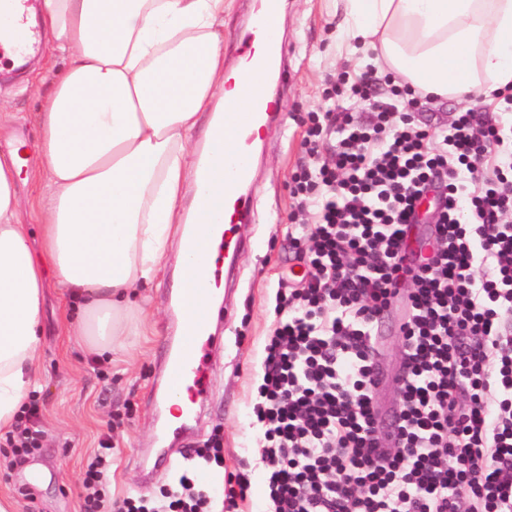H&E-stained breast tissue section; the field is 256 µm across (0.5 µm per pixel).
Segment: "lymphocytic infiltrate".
I'll use <instances>...</instances> for the list:
<instances>
[{
  "label": "lymphocytic infiltrate",
  "mask_w": 512,
  "mask_h": 512,
  "mask_svg": "<svg viewBox=\"0 0 512 512\" xmlns=\"http://www.w3.org/2000/svg\"><path fill=\"white\" fill-rule=\"evenodd\" d=\"M325 100L292 187L288 237L307 271L276 292L254 406L272 512H512V126L471 109L446 128L413 125L426 95L377 93L369 70ZM432 190L412 257L408 226ZM401 298L393 430L378 416L372 329ZM43 437L33 399L6 440L27 457ZM111 468L107 439L83 472V512H213L191 468L160 505L108 496Z\"/></svg>",
  "instance_id": "f902f5d3"
}]
</instances>
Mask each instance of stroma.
<instances>
[{
  "label": "stroma",
  "instance_id": "1",
  "mask_svg": "<svg viewBox=\"0 0 512 512\" xmlns=\"http://www.w3.org/2000/svg\"><path fill=\"white\" fill-rule=\"evenodd\" d=\"M332 12L331 0H284L288 73L279 87L283 121L268 128L257 149L252 191L258 221L246 229L254 245L240 258L241 279L231 299L232 318L215 324L209 401L179 441L186 452L211 437L221 438L224 466L214 470L215 482L207 487L214 502L224 498L225 473L252 469V494L238 502L233 512H269L271 507L266 474L257 465L260 433L251 421L262 382L260 363L274 320L273 287L280 281L293 284L305 270L303 260L288 247L286 232L294 210L290 184L308 160L303 140L310 114L324 109V89L330 82L350 83L356 77L355 61L340 57L336 50ZM60 63L57 52L46 45L35 67L8 75L0 72V92L18 115L16 122L0 128L1 152L17 137L34 138V116L44 106L39 79L46 66ZM172 274V268H165L157 286L148 289L140 315L141 335L130 337L125 350L99 359L90 357L86 346L69 336L65 319L70 300L54 279H47L39 394L45 436L41 448L22 460L0 440V496L14 499L17 512H82L84 466L107 436L113 446L112 496L173 485L171 473L151 482L145 479L157 452L160 420L154 398L163 389L159 366L169 336ZM401 315V307L396 306L386 318L379 359L384 380L378 400L391 408L399 401L394 376L401 364ZM32 465L44 468L43 481L34 486L26 475Z\"/></svg>",
  "mask_w": 512,
  "mask_h": 512
}]
</instances>
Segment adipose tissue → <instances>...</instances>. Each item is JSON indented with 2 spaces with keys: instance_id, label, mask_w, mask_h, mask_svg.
Returning <instances> with one entry per match:
<instances>
[{
  "instance_id": "obj_1",
  "label": "adipose tissue",
  "mask_w": 512,
  "mask_h": 512,
  "mask_svg": "<svg viewBox=\"0 0 512 512\" xmlns=\"http://www.w3.org/2000/svg\"><path fill=\"white\" fill-rule=\"evenodd\" d=\"M233 0H42L29 16L67 66L44 88L36 136L0 152V436L41 387L47 276L71 292L70 335L105 354L140 333L134 295L156 280L199 192L202 113L249 108L224 79ZM339 52L472 104L512 91V0H333ZM42 226L34 251L17 196Z\"/></svg>"
}]
</instances>
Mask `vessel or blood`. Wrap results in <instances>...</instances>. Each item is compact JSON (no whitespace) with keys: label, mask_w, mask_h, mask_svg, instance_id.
I'll use <instances>...</instances> for the list:
<instances>
[{"label":"vessel or blood","mask_w":512,"mask_h":512,"mask_svg":"<svg viewBox=\"0 0 512 512\" xmlns=\"http://www.w3.org/2000/svg\"><path fill=\"white\" fill-rule=\"evenodd\" d=\"M32 0H0L11 24L0 30V59L24 55L38 47L36 31L28 26ZM278 0H254L246 23L235 35L236 58L229 71L243 96L249 99L246 112H228L223 128L229 133L224 150V193L203 191L197 209L208 212L223 209V222L206 232L189 227V263L175 294L178 311L172 343L163 360L165 400L187 399V420H195L202 400L208 394L207 364L213 341L207 333L211 316L230 318L221 292L230 290L237 279V262L248 249L244 225L255 223L256 213L250 187L254 173V151L265 127L278 116L279 102L256 82L259 72L284 81L285 47L280 36Z\"/></svg>","instance_id":"obj_1"}]
</instances>
